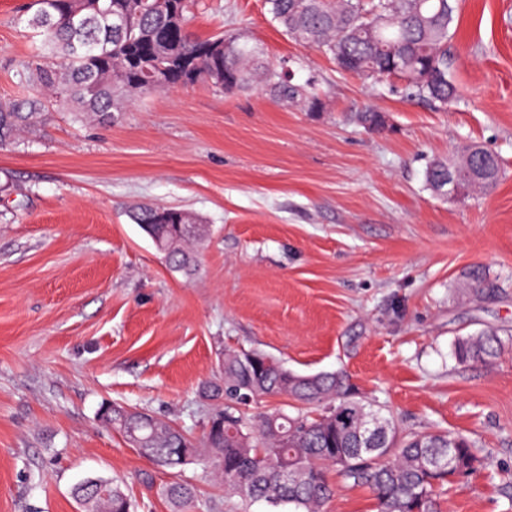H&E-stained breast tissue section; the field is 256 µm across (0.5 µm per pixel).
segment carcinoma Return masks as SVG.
Wrapping results in <instances>:
<instances>
[{
    "mask_svg": "<svg viewBox=\"0 0 512 512\" xmlns=\"http://www.w3.org/2000/svg\"><path fill=\"white\" fill-rule=\"evenodd\" d=\"M158 0H33L26 26L41 36L35 52L18 71L32 90L20 99L0 100V148L39 135L49 120L46 98L59 94L70 112L98 122L112 120L136 96L163 89L187 88L199 82L231 93L263 84L283 106L304 103L310 112L323 109L316 82H293L289 69L264 59V52L245 39L224 35L198 38L188 31L193 0L182 4L173 20ZM272 19L295 41L331 57L338 67L366 82L402 80L397 92L441 108L457 98L449 73L448 39L458 0H266ZM160 75L165 86L153 84ZM366 129L383 127V115L364 105L355 111ZM479 190H493L502 171L486 150L473 155ZM445 160H431L426 184L447 192ZM181 210L144 205L131 213L134 223L149 225L148 235L166 247L167 262L190 276V245L202 237L192 214L177 223ZM502 341L495 331L458 337L452 349L460 365L496 357ZM266 353H224L219 378L201 386L206 398H224L211 416L201 443L152 414L118 417L112 406L99 412L104 424L120 432L144 456L174 470L199 462L213 470L224 489L292 512H320L332 494L327 470L344 482L369 487L378 512H440L438 488L477 471L480 451L459 434L446 431L403 434L386 406L366 402L336 372L300 375L288 382L282 373L260 363ZM286 395L293 412L283 409L249 417L240 406L258 396ZM379 420L374 448H360L354 427ZM95 477L75 487L81 512H131L120 487L103 497ZM162 496L173 512L195 507L197 490L174 481Z\"/></svg>",
    "mask_w": 512,
    "mask_h": 512,
    "instance_id": "carcinoma-1",
    "label": "carcinoma"
}]
</instances>
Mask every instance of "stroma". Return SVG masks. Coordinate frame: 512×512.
<instances>
[{
  "mask_svg": "<svg viewBox=\"0 0 512 512\" xmlns=\"http://www.w3.org/2000/svg\"><path fill=\"white\" fill-rule=\"evenodd\" d=\"M31 0H0V99L39 44ZM191 32L241 35L315 79L320 112L261 85L205 83L133 100L99 123L48 102L40 137L0 149V512H79L75 484L114 480L135 512H171L166 484L195 485V512H274L228 495L202 465L154 464L98 418L137 408L201 438L203 382L227 351L258 349L299 373L340 371L401 430L473 441L484 466L441 512H512V0H460L448 42L457 100L408 101L365 82L272 22L265 0H196ZM384 113L377 133L352 112ZM469 144L503 177L465 199L425 185ZM197 214V271L171 268L129 217L137 205ZM495 280L477 290L474 267ZM494 330L484 365L457 337ZM323 512H376L369 489L331 476ZM502 341L495 331H480L475 334L458 337L452 349L456 362L460 365L485 363L496 357Z\"/></svg>",
  "mask_w": 512,
  "mask_h": 512,
  "instance_id": "stroma-1",
  "label": "stroma"
}]
</instances>
